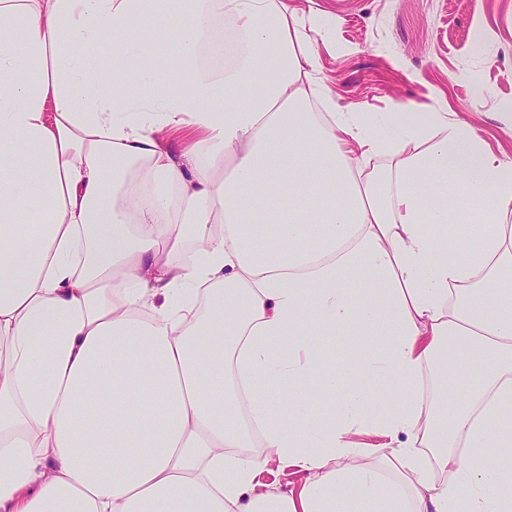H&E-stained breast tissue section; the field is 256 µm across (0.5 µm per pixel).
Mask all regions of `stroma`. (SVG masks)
<instances>
[{
	"instance_id": "35a3bbf8",
	"label": "stroma",
	"mask_w": 512,
	"mask_h": 512,
	"mask_svg": "<svg viewBox=\"0 0 512 512\" xmlns=\"http://www.w3.org/2000/svg\"><path fill=\"white\" fill-rule=\"evenodd\" d=\"M296 24L316 12L324 112L394 123L401 109L471 123L512 165V0H291Z\"/></svg>"
}]
</instances>
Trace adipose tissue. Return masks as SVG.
<instances>
[{"instance_id": "ef3b65f1", "label": "adipose tissue", "mask_w": 512, "mask_h": 512, "mask_svg": "<svg viewBox=\"0 0 512 512\" xmlns=\"http://www.w3.org/2000/svg\"><path fill=\"white\" fill-rule=\"evenodd\" d=\"M295 40L284 0H0V512H512V166L303 111Z\"/></svg>"}]
</instances>
